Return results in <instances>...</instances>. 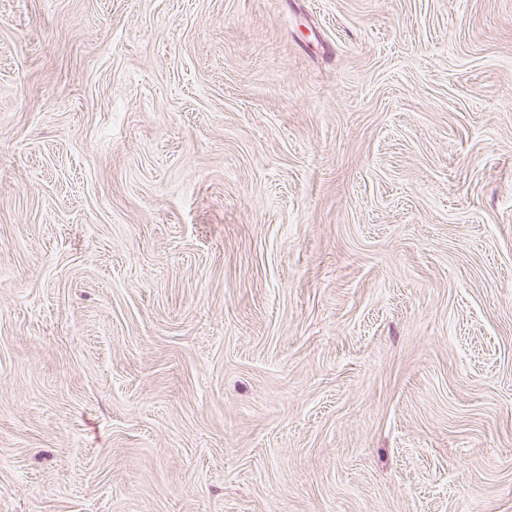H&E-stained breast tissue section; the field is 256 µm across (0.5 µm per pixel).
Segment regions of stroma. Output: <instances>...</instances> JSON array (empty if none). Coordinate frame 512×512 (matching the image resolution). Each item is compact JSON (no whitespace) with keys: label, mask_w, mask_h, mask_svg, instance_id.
Here are the masks:
<instances>
[{"label":"stroma","mask_w":512,"mask_h":512,"mask_svg":"<svg viewBox=\"0 0 512 512\" xmlns=\"http://www.w3.org/2000/svg\"><path fill=\"white\" fill-rule=\"evenodd\" d=\"M0 512H512V0H0Z\"/></svg>","instance_id":"35a3bbf8"}]
</instances>
